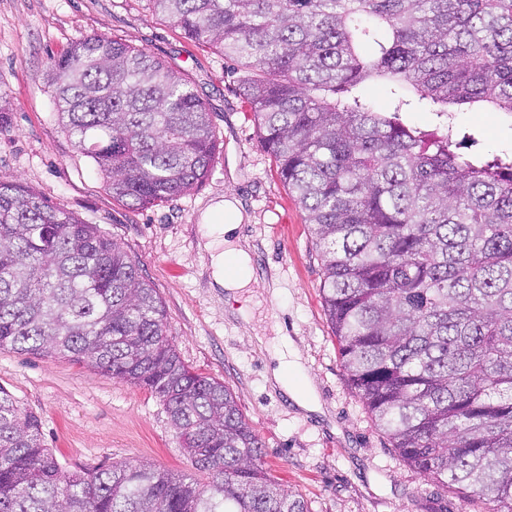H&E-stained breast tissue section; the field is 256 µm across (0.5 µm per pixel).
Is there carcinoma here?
I'll return each mask as SVG.
<instances>
[{
    "mask_svg": "<svg viewBox=\"0 0 512 512\" xmlns=\"http://www.w3.org/2000/svg\"><path fill=\"white\" fill-rule=\"evenodd\" d=\"M148 2L247 69L261 145L319 250L343 366L400 459L462 512H512V151L463 153L475 137L457 119L512 116V0ZM50 71L63 128L113 196L146 208L207 179L220 143L186 76L106 36ZM374 83L389 107L366 98ZM420 109L433 130L404 121ZM5 348L150 390L210 480L130 463L66 474L0 387V512H308L232 392L182 361L123 247L1 177Z\"/></svg>",
    "mask_w": 512,
    "mask_h": 512,
    "instance_id": "obj_1",
    "label": "carcinoma"
}]
</instances>
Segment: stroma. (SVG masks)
<instances>
[{"instance_id":"obj_1","label":"stroma","mask_w":512,"mask_h":512,"mask_svg":"<svg viewBox=\"0 0 512 512\" xmlns=\"http://www.w3.org/2000/svg\"><path fill=\"white\" fill-rule=\"evenodd\" d=\"M101 34L183 71L206 104L220 142L206 181L145 209L112 196L94 162L76 149L54 107L53 57ZM243 67L190 41L146 0H0V177L15 178L85 223L98 225L134 258L156 289L180 358L224 382L265 445L264 461L309 512H460L453 489L412 471L391 448L342 365L324 314L317 248L297 199L240 90ZM479 129L476 151L512 147V118L463 112ZM246 214L232 239L248 245L254 281L227 295L211 276L201 220L223 197ZM297 348L317 409L297 405L273 378L282 341ZM0 387L34 413L65 472L146 462L207 483L181 446L162 401L89 364L0 350Z\"/></svg>"}]
</instances>
